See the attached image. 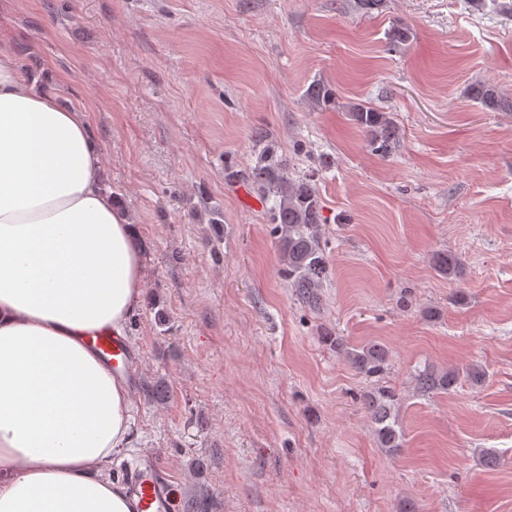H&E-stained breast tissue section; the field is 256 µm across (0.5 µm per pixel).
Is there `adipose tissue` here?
Wrapping results in <instances>:
<instances>
[{
	"label": "adipose tissue",
	"mask_w": 512,
	"mask_h": 512,
	"mask_svg": "<svg viewBox=\"0 0 512 512\" xmlns=\"http://www.w3.org/2000/svg\"><path fill=\"white\" fill-rule=\"evenodd\" d=\"M101 178L87 112L0 49V512H135L108 474L134 401L86 338L123 335L144 273Z\"/></svg>",
	"instance_id": "adipose-tissue-1"
}]
</instances>
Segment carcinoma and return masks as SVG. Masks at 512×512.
<instances>
[{
    "instance_id": "obj_1",
    "label": "carcinoma",
    "mask_w": 512,
    "mask_h": 512,
    "mask_svg": "<svg viewBox=\"0 0 512 512\" xmlns=\"http://www.w3.org/2000/svg\"><path fill=\"white\" fill-rule=\"evenodd\" d=\"M471 95L490 112L512 111V100L505 99L493 85H478L471 88ZM306 96L316 106H326L335 93L322 82L312 83ZM350 120L364 133L371 151L382 157L392 154L400 144V128L390 113L353 103L349 109ZM254 141L259 147L255 165L243 170L224 167V178L231 182L250 184L262 195L273 198L268 210V223L276 239L280 268L279 274L295 289L299 300L308 306L318 303V288L327 274V259L322 248V224L325 219L312 180L305 176H294L288 165L278 155L274 146L267 143L266 135L254 132ZM438 273L448 278L460 275L457 258L445 253L434 257ZM324 342L342 354L351 366L366 378L380 376L389 362L386 346L376 343L360 347H348L339 336H325ZM456 380L453 371L424 370L415 376L417 389L423 393L446 391ZM374 424L379 447L394 453L402 447V434L398 426L395 407L398 395L385 386H377L361 395Z\"/></svg>"
}]
</instances>
